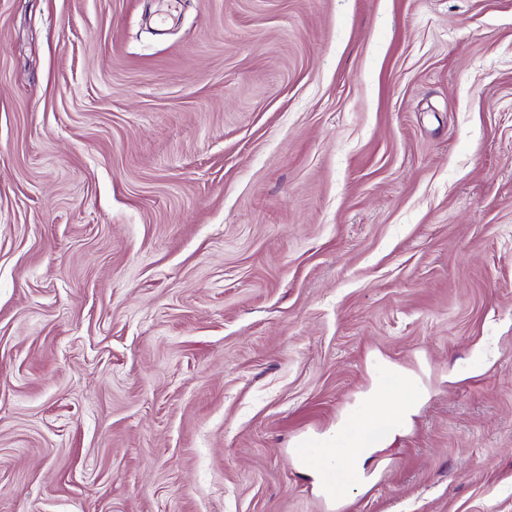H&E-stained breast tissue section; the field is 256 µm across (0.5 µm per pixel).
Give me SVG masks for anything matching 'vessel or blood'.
Segmentation results:
<instances>
[{"mask_svg":"<svg viewBox=\"0 0 512 512\" xmlns=\"http://www.w3.org/2000/svg\"><path fill=\"white\" fill-rule=\"evenodd\" d=\"M393 417L367 418L356 417L341 433L336 448L324 443H315L296 449L295 457L300 466L316 470L330 496L341 494L346 486L356 478L357 472L351 465L336 467L328 462L333 451L339 450L356 454L359 450L374 447L393 429Z\"/></svg>","mask_w":512,"mask_h":512,"instance_id":"b4317fda","label":"vessel or blood"}]
</instances>
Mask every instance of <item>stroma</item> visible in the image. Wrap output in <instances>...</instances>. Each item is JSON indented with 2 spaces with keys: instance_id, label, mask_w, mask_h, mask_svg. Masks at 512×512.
<instances>
[{
  "instance_id": "obj_1",
  "label": "stroma",
  "mask_w": 512,
  "mask_h": 512,
  "mask_svg": "<svg viewBox=\"0 0 512 512\" xmlns=\"http://www.w3.org/2000/svg\"><path fill=\"white\" fill-rule=\"evenodd\" d=\"M0 512H512V0H0ZM381 403V402H380ZM380 403L369 406L368 415L386 416L385 418H367L357 416L341 433L337 440L338 448H329L323 442L314 443L309 447L304 443L301 448H294L295 457L299 465L316 470L322 481L323 491L329 490L330 497L341 494L346 486L357 477V471L350 464H345L347 459L342 454H336L329 458V462L336 464V467L327 462V458L337 451L348 452L353 457L359 450H364L366 456L372 451L375 444L379 443L393 430L394 417L387 416L388 412L379 409ZM345 464V465H344Z\"/></svg>"
}]
</instances>
